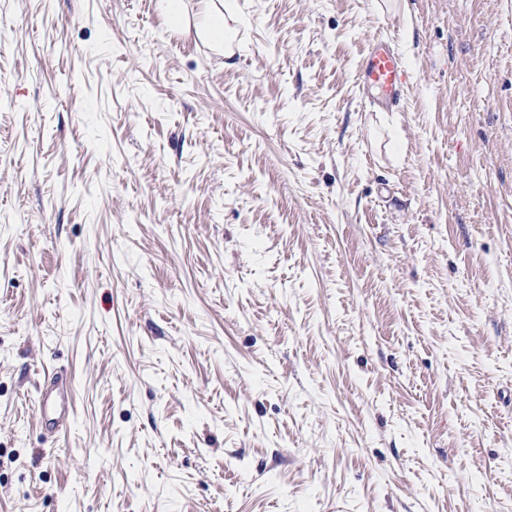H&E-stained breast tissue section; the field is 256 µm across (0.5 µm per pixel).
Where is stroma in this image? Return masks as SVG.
<instances>
[{
	"label": "stroma",
	"instance_id": "1",
	"mask_svg": "<svg viewBox=\"0 0 512 512\" xmlns=\"http://www.w3.org/2000/svg\"><path fill=\"white\" fill-rule=\"evenodd\" d=\"M231 2L0 0V512H512V0ZM207 7L198 24L199 33L210 43L224 46V41L232 40L237 32L239 19L222 1L207 0ZM392 35L370 40L357 69V83L370 105L394 110L409 88L407 65ZM40 391L43 398L39 402V413L47 430L55 432L66 424L65 414L68 409V400L65 396L66 383L55 378L40 387Z\"/></svg>",
	"mask_w": 512,
	"mask_h": 512
}]
</instances>
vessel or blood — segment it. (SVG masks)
<instances>
[{"instance_id":"1","label":"vessel or blood","mask_w":512,"mask_h":512,"mask_svg":"<svg viewBox=\"0 0 512 512\" xmlns=\"http://www.w3.org/2000/svg\"><path fill=\"white\" fill-rule=\"evenodd\" d=\"M357 83L370 105L397 108L409 88L408 68L395 48L393 36L370 40L357 69ZM39 413L48 431L65 425L68 400L66 384L55 379L41 388Z\"/></svg>"}]
</instances>
